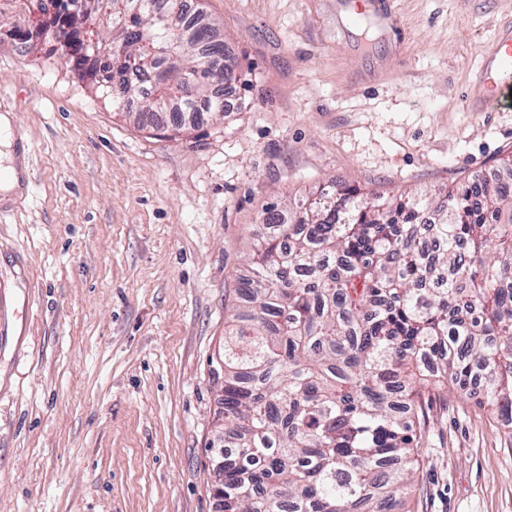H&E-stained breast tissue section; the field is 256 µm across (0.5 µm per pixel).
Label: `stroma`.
I'll list each match as a JSON object with an SVG mask.
<instances>
[{
  "mask_svg": "<svg viewBox=\"0 0 512 512\" xmlns=\"http://www.w3.org/2000/svg\"><path fill=\"white\" fill-rule=\"evenodd\" d=\"M203 0L241 79L224 119L140 129L58 51L0 40L23 140L0 194V512H221L224 328L263 207L354 183L457 187L512 155L470 112L512 0ZM412 512H512V425L450 390L428 410Z\"/></svg>",
  "mask_w": 512,
  "mask_h": 512,
  "instance_id": "35a3bbf8",
  "label": "stroma"
}]
</instances>
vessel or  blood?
Wrapping results in <instances>:
<instances>
[{
	"label": "vessel or blood",
	"mask_w": 512,
	"mask_h": 512,
	"mask_svg": "<svg viewBox=\"0 0 512 512\" xmlns=\"http://www.w3.org/2000/svg\"><path fill=\"white\" fill-rule=\"evenodd\" d=\"M485 91L474 106L478 112L512 110V30L500 33L494 52L481 70Z\"/></svg>",
	"instance_id": "b4317fda"
}]
</instances>
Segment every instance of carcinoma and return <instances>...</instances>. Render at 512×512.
I'll use <instances>...</instances> for the list:
<instances>
[{"mask_svg":"<svg viewBox=\"0 0 512 512\" xmlns=\"http://www.w3.org/2000/svg\"><path fill=\"white\" fill-rule=\"evenodd\" d=\"M22 48L53 39L140 128L224 116V43L176 0H10ZM162 70L146 88L133 75ZM121 89H113L115 77ZM224 331V512H409L433 396L479 377L478 404L512 416V155L491 179L371 197L322 187L266 208Z\"/></svg>","mask_w":512,"mask_h":512,"instance_id":"obj_1","label":"carcinoma"}]
</instances>
